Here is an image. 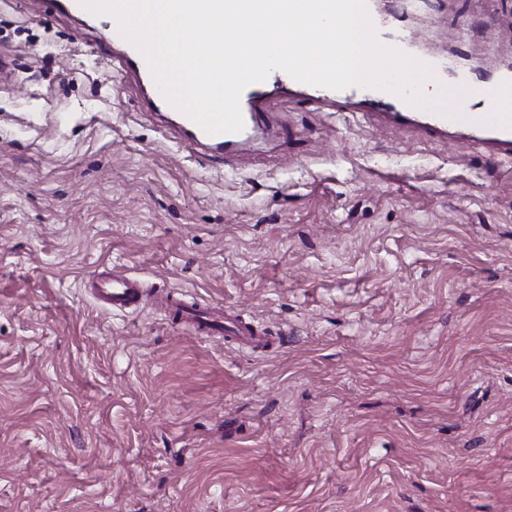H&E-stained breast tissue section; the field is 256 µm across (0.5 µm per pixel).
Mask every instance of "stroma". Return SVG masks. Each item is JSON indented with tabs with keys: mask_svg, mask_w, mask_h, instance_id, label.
I'll list each match as a JSON object with an SVG mask.
<instances>
[{
	"mask_svg": "<svg viewBox=\"0 0 512 512\" xmlns=\"http://www.w3.org/2000/svg\"><path fill=\"white\" fill-rule=\"evenodd\" d=\"M371 3L415 56L512 69V0ZM120 52L0 0V512H512V144L275 78L226 161ZM288 80L291 83L300 84V85L309 87L313 92L312 102H314L316 104H319L321 106H327L332 109H334V108L339 109V108H341V106L343 104L344 89L336 91V90H331V89H327V88H323V87H316V86L300 83V82L293 80L289 75H288ZM87 283L102 301L115 309L125 310L140 298V283L134 278L110 275L102 270L95 272ZM183 295L179 292L168 291L162 298L167 309L175 317V313L180 314L179 321H186L198 328L212 330L209 325L221 327L223 325L225 332L232 340L239 344H250L253 346L264 342L263 336H258L251 326L240 321H231L225 315L224 311L216 310L209 307L190 304L186 302Z\"/></svg>",
	"mask_w": 512,
	"mask_h": 512,
	"instance_id": "obj_1",
	"label": "stroma"
}]
</instances>
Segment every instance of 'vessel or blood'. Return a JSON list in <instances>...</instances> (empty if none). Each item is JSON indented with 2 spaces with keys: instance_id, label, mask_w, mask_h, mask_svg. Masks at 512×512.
<instances>
[{
  "instance_id": "b4317fda",
  "label": "vessel or blood",
  "mask_w": 512,
  "mask_h": 512,
  "mask_svg": "<svg viewBox=\"0 0 512 512\" xmlns=\"http://www.w3.org/2000/svg\"><path fill=\"white\" fill-rule=\"evenodd\" d=\"M99 21L112 26L114 32L112 40L122 49L118 61L120 68L136 72L146 82H153L154 77L141 52L120 32H117V19L107 13L99 14ZM370 21L375 30L378 41L400 52H408L410 37L404 29L389 26L388 22L378 16L371 15ZM267 88L266 83H254L246 87L240 98V108L244 120V127L237 133L210 134L204 131L185 113L176 112L173 105L163 95L162 91H155L151 99L154 111L176 114L178 123L185 132L189 141L203 145L224 155L232 157L240 146L249 139L251 133L260 127L263 114L258 106L261 97ZM460 117L451 118L436 112L428 113L427 118L432 126L438 128H468L493 133L498 138L512 141V126H501L494 123L490 113L472 111L469 102L458 104ZM88 285L94 288L102 301L116 309H127L140 298V284L138 280L117 276L106 271L95 272L88 280ZM163 300L171 313L179 314L181 320L205 329L215 325L223 327L232 340L253 346L262 344L263 339L253 331L251 326L240 321H231L223 311L186 302L181 293L166 292Z\"/></svg>"
}]
</instances>
